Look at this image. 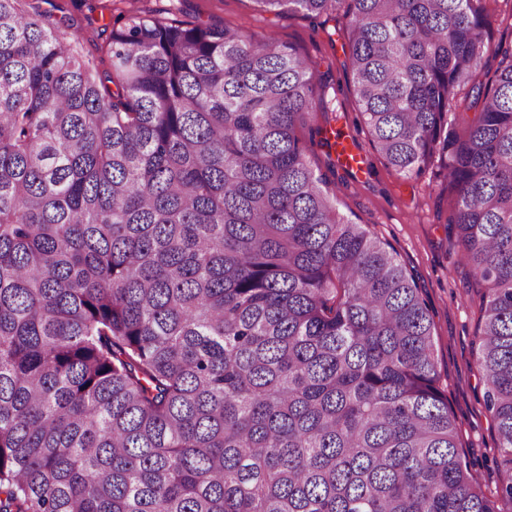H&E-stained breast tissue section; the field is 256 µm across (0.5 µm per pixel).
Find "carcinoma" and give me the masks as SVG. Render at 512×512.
Listing matches in <instances>:
<instances>
[{"label":"carcinoma","instance_id":"carcinoma-1","mask_svg":"<svg viewBox=\"0 0 512 512\" xmlns=\"http://www.w3.org/2000/svg\"><path fill=\"white\" fill-rule=\"evenodd\" d=\"M253 2L343 17L374 149L446 171L506 479L461 451L413 278L308 162L307 58L130 15L106 94L79 30L0 0V512H512V42L488 0Z\"/></svg>","mask_w":512,"mask_h":512}]
</instances>
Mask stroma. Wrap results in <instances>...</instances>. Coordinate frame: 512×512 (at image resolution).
I'll use <instances>...</instances> for the list:
<instances>
[{
  "mask_svg": "<svg viewBox=\"0 0 512 512\" xmlns=\"http://www.w3.org/2000/svg\"><path fill=\"white\" fill-rule=\"evenodd\" d=\"M39 11L59 29L84 34L81 53L99 73L110 72L106 53L117 17L150 15L165 20L238 28L273 35L309 57L327 79L325 100L329 131L347 142L358 167L330 169L326 149L313 144L309 154L316 172L325 174L337 207L350 220L366 225L396 251L421 290L433 320L435 361L440 387L456 418L460 443L483 490L500 483L496 431L485 408L484 385L476 359L479 298L468 266L449 252L445 226L451 215L448 195L432 176L406 180L388 168L362 124L347 70L345 21L313 19L298 13L275 16L258 12L252 0H37Z\"/></svg>",
  "mask_w": 512,
  "mask_h": 512,
  "instance_id": "stroma-1",
  "label": "stroma"
}]
</instances>
